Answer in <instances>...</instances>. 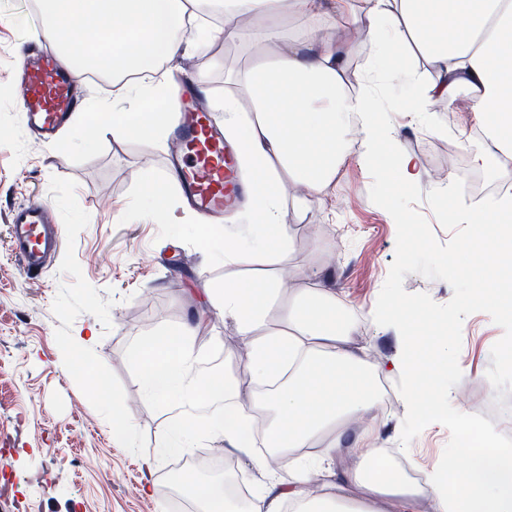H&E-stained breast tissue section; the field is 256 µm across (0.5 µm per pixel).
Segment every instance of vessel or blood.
I'll return each instance as SVG.
<instances>
[{
    "mask_svg": "<svg viewBox=\"0 0 512 512\" xmlns=\"http://www.w3.org/2000/svg\"><path fill=\"white\" fill-rule=\"evenodd\" d=\"M30 51L19 73L20 106L28 130L47 143L69 127L82 94L52 50L34 45ZM171 136L180 150L168 157L167 167L200 214L218 221L243 198L256 196V183L244 184L238 177L219 113L209 111L185 83L179 86ZM8 228L10 249L24 274L41 275L62 244L61 226L54 224L45 205L32 203L12 208Z\"/></svg>",
    "mask_w": 512,
    "mask_h": 512,
    "instance_id": "vessel-or-blood-1",
    "label": "vessel or blood"
}]
</instances>
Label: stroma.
<instances>
[{
	"instance_id": "1",
	"label": "stroma",
	"mask_w": 512,
	"mask_h": 512,
	"mask_svg": "<svg viewBox=\"0 0 512 512\" xmlns=\"http://www.w3.org/2000/svg\"><path fill=\"white\" fill-rule=\"evenodd\" d=\"M41 37V17L30 0H0V482L12 488L0 512H165L176 486L166 469L147 471L143 461L163 440L165 412L141 391L137 349L142 340L175 331L198 306L190 291L202 284L218 288L226 270L213 262L197 235L198 212L175 196L173 215L142 212L135 223H117L146 176H167L169 140H113L100 131L93 146L69 128L43 144L24 126L16 77L27 41ZM238 45L215 37L211 52L186 47L169 70L175 77H200L209 96L237 93L223 67L236 62ZM399 152L409 155L424 189H433L434 173L448 163V149L464 139L468 112L449 117L435 113L436 131L414 121L411 113L390 111ZM366 165L353 156L336 173L332 199L313 200L289 213L291 247L281 259L254 257L237 266L240 275L303 272V285L325 283L354 323L353 343L368 357L400 358L397 329L373 319L379 293L395 258L396 225L369 197ZM47 204L63 231V246L50 268L26 277L8 244V215L18 204ZM94 328L98 343L73 357L66 346L76 331ZM502 328L483 312L462 326L459 365L462 378L450 393L453 407L492 421L512 438V393L497 403L487 378L491 349ZM195 348L227 357L228 369L243 343L235 325L207 308L194 337ZM107 395H100L99 383ZM383 398L379 440L396 451L419 477L436 470L450 433L427 426L401 450L399 437L407 407L396 374L377 382ZM133 413L135 445L120 448L112 440V401ZM221 449L224 467L205 475L223 485L225 476L257 485L264 472L222 438L202 437L195 457L208 459Z\"/></svg>"
}]
</instances>
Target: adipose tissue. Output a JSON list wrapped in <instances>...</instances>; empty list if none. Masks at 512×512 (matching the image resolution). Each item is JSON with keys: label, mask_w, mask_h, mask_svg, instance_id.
I'll use <instances>...</instances> for the list:
<instances>
[{"label": "adipose tissue", "mask_w": 512, "mask_h": 512, "mask_svg": "<svg viewBox=\"0 0 512 512\" xmlns=\"http://www.w3.org/2000/svg\"><path fill=\"white\" fill-rule=\"evenodd\" d=\"M38 10L44 36L72 70L110 76L125 93L130 109L90 101L77 115L81 121L98 116L117 141L134 134L162 139L172 98L165 64L184 44L205 50L216 32L238 39L239 19H259L251 38L275 44L272 61L256 57L233 72L249 105L232 95L217 102L240 168L259 185L247 235L225 232L217 238L225 265L257 254L285 255L292 231L282 203L285 184L294 188L295 206H307L326 195L352 148L366 163L389 171L397 185L420 187L411 157L395 148L370 80L383 74L387 57L409 47L434 68L427 82L409 67L391 76L416 120L433 127V107L453 110L466 101L483 136L474 165L512 181V0H39ZM329 23L364 38L327 39L322 30ZM88 31L96 41L74 53V39ZM362 52L368 55L366 70L346 69V59ZM299 281V274L288 272L202 288V297L236 324L245 343L238 374L195 349L196 321L181 324L174 337L140 345L145 397L168 412L191 409L166 422L163 441L144 461L147 470L189 454L206 435L223 436L233 450L249 452L252 424L264 411L265 482L245 510L220 487L194 483L204 512H377L379 501L389 503V512H419L425 497L433 512H512V453L496 445L461 451L449 491L441 475L415 484L388 469L375 451L383 405L376 381L388 368L353 347L354 326L340 319L330 288H303ZM274 309L280 322L272 326ZM389 369L401 378L404 397L427 409L418 350ZM350 418L358 459L342 470ZM282 467L288 477L279 475ZM314 476L322 484L311 497L305 488Z\"/></svg>", "instance_id": "1"}]
</instances>
